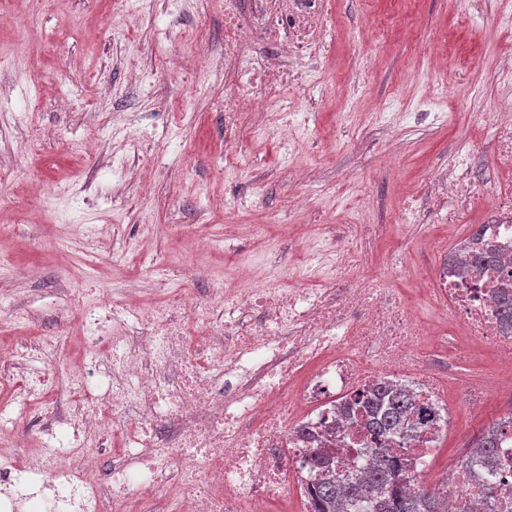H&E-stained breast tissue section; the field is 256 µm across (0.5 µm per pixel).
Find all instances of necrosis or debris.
Masks as SVG:
<instances>
[{"mask_svg": "<svg viewBox=\"0 0 512 512\" xmlns=\"http://www.w3.org/2000/svg\"><path fill=\"white\" fill-rule=\"evenodd\" d=\"M317 0H224V65L246 96L224 100V136L234 140L245 105L287 110L280 90L290 79L276 52L303 56ZM259 41L267 53L251 52ZM494 216L482 236L500 256L478 274L444 260L420 307L379 280H358L352 242L331 251L332 272L319 287H286L274 277L254 288L221 291L223 311L197 302L177 284L165 301L133 304L112 298L102 314L76 324L82 368L62 378L33 367L43 343L17 342L11 366L25 368L15 397L22 415L48 417L30 441L0 410V512H271L273 504L308 512L310 451H336V472L361 479L373 465L355 398L378 381L409 385L436 420L389 449L405 464V489L432 475L446 512H512V416L496 426L495 458L476 448L462 464L431 472L429 459L448 426L449 392L462 408L479 409L512 375L449 373L439 382L423 357V322H447L471 352L491 349L512 365V329L497 308L512 285V121L498 120ZM427 204L438 223L457 225L484 197L472 181L469 155H456L435 175ZM455 207H448V200ZM140 324L130 336L128 323ZM119 439L128 460L102 480L89 478V449Z\"/></svg>", "mask_w": 512, "mask_h": 512, "instance_id": "obj_1", "label": "necrosis or debris"}]
</instances>
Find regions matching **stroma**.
I'll return each mask as SVG.
<instances>
[{
	"label": "stroma",
	"instance_id": "1",
	"mask_svg": "<svg viewBox=\"0 0 512 512\" xmlns=\"http://www.w3.org/2000/svg\"><path fill=\"white\" fill-rule=\"evenodd\" d=\"M327 2L319 52L283 89L299 151L248 112L229 169L221 0H0V301L39 316L53 352H75L66 315L97 289L242 287L229 241L299 282V224L352 236L357 276L422 298L453 232L405 218L402 190L429 197L461 149L492 183L502 100L480 69L512 63V0ZM511 403L454 412L434 468Z\"/></svg>",
	"mask_w": 512,
	"mask_h": 512
}]
</instances>
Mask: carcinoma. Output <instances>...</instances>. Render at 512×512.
<instances>
[{
	"mask_svg": "<svg viewBox=\"0 0 512 512\" xmlns=\"http://www.w3.org/2000/svg\"><path fill=\"white\" fill-rule=\"evenodd\" d=\"M495 260V253L486 249L469 255L468 268L480 271ZM359 403L367 409L363 423L371 443L383 444L404 428L416 407V399L405 388L383 384L359 395ZM376 463L361 482L343 480L329 467L321 452L311 454L312 469L317 472L308 491L309 512H444L439 494L426 488L409 494L404 489L403 466L394 455L374 449Z\"/></svg>",
	"mask_w": 512,
	"mask_h": 512,
	"instance_id": "cac0c4a2",
	"label": "carcinoma"
}]
</instances>
